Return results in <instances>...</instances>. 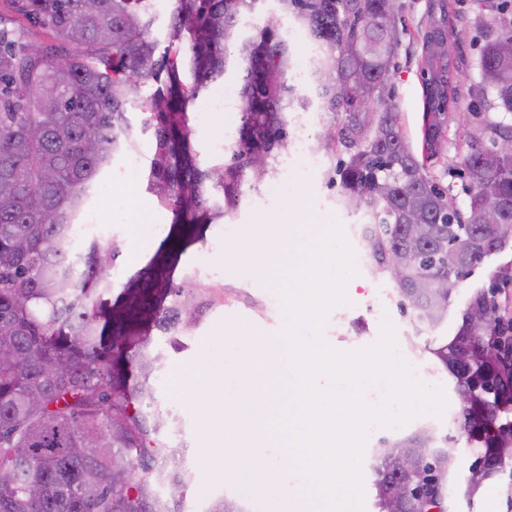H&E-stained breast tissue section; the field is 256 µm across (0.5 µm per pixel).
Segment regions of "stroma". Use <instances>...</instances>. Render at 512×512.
<instances>
[{
  "label": "stroma",
  "instance_id": "1",
  "mask_svg": "<svg viewBox=\"0 0 512 512\" xmlns=\"http://www.w3.org/2000/svg\"><path fill=\"white\" fill-rule=\"evenodd\" d=\"M402 2L404 8L398 24L400 42L390 83L403 129L417 146L421 143L424 112L419 41L427 21L428 0ZM229 122V116L206 107L204 102L193 106L192 142L202 165L221 159L216 146L222 141ZM123 165V159L118 158L102 172L100 181L109 185V193L92 194L86 203L96 223L108 225L110 239L120 245L115 265L105 271L116 293L158 251L167 250L166 234L173 228L171 210L159 206L147 192L145 178L126 180L122 175ZM270 187V181L266 180L246 189L235 209L218 223L208 225L202 237L180 254L173 270L174 281L195 283L216 298L214 304L202 307L196 327L181 336L180 347H173L170 336L157 330L152 333L151 348L160 356V368L151 380L153 406L180 422L166 436L184 448L189 482L183 512H208L210 505L220 498L235 501L242 512H282L281 502L304 480L300 472L289 470L281 448L268 447L265 455L279 473L287 471V478H276L265 495L244 493L230 473L231 461L224 458L223 435L205 425L206 417L223 414L225 398L247 391L248 384L241 371L250 336L279 335L287 321L283 307L273 308L268 304L269 295L278 293L279 282H261L249 272L248 251L242 242L244 225L272 224L288 212L304 222L324 227L335 219L339 208L341 188L330 185L322 171L291 182L287 194L268 206L262 196ZM143 221L162 225V233L150 238L140 236L136 226ZM230 250L240 255L231 264L224 260L225 252ZM202 261L209 267V274L193 276V268ZM503 268L512 269V243L491 255L460 283L446 321L433 329L419 322L411 308L401 306L395 287L386 276L373 272L371 266L359 267L357 276L347 284L349 304L334 308L323 329L330 346L350 351L375 344L382 321H390L396 328L397 345L405 347L409 361L425 371L430 389H443L448 417L424 414L401 427L380 428L377 436L378 439L400 438L424 426L439 435L451 436L455 476L445 498L447 512H512V461L506 463L495 480L477 492H469L467 479L476 453L466 435L448 423L449 417L458 415L459 401L451 378L436 365L430 353L431 348L454 334L472 289L488 283L491 274Z\"/></svg>",
  "mask_w": 512,
  "mask_h": 512
}]
</instances>
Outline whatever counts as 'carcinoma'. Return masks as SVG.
<instances>
[{
    "label": "carcinoma",
    "instance_id": "1",
    "mask_svg": "<svg viewBox=\"0 0 512 512\" xmlns=\"http://www.w3.org/2000/svg\"><path fill=\"white\" fill-rule=\"evenodd\" d=\"M263 0H172L166 46L156 54L154 0H3L0 9V512H179L187 487L183 449L161 430L177 424L143 409L160 356L152 329L197 325L195 288L155 259L124 283L113 304L106 264L114 243L70 259V224L100 172L137 144L128 111L145 115L155 140L149 190L180 225L177 246L196 238L244 196L247 174L276 173L289 111L307 105L293 82L288 41L270 18L245 33L244 11ZM316 48L315 101L337 123L321 147L347 158L328 170L340 203L373 217L365 246L379 272L399 273L402 305L435 328L458 284L500 250L512 225V0H476L479 81L472 86L463 168L444 186L431 169L457 119L448 78L457 29L448 0H430L421 34L422 151L403 135L390 70L399 45L398 0H275ZM244 63L238 137L203 170L189 107L224 76L229 47ZM154 91L142 96L147 88ZM497 115L491 117L487 109ZM465 195L459 205L455 188ZM493 285L471 293L451 338L433 350L455 380L459 429L478 448L469 487L512 455V323ZM430 428L376 449L375 487L389 512H445L455 462Z\"/></svg>",
    "mask_w": 512,
    "mask_h": 512
}]
</instances>
